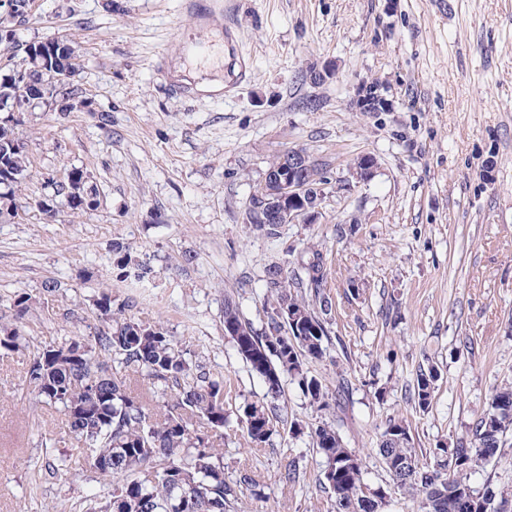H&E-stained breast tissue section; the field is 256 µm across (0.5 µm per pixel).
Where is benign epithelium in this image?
Returning <instances> with one entry per match:
<instances>
[{"instance_id":"benign-epithelium-1","label":"benign epithelium","mask_w":512,"mask_h":512,"mask_svg":"<svg viewBox=\"0 0 512 512\" xmlns=\"http://www.w3.org/2000/svg\"><path fill=\"white\" fill-rule=\"evenodd\" d=\"M31 12L30 0H0V26L18 22ZM14 93L8 102H0V112L15 118L22 117L29 107L40 102L53 106L52 86L40 81L10 74ZM356 107L360 112H385L389 104L381 93V86L371 83L357 88ZM304 154L288 151V162L274 172L265 174L264 180L252 195L254 202L247 204L246 219L250 222L272 221L276 224H314L321 215V187L308 183L303 162Z\"/></svg>"}]
</instances>
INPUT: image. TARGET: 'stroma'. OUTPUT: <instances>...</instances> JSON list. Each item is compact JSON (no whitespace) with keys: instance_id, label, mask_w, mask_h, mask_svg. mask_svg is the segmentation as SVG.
Listing matches in <instances>:
<instances>
[{"instance_id":"35a3bbf8","label":"stroma","mask_w":512,"mask_h":512,"mask_svg":"<svg viewBox=\"0 0 512 512\" xmlns=\"http://www.w3.org/2000/svg\"><path fill=\"white\" fill-rule=\"evenodd\" d=\"M228 25L246 79L224 65L233 93L175 96L183 42ZM53 36L70 38L91 110L38 108L19 129L32 176L0 223V323H12L16 295L32 307L19 346L0 350V512H86L109 487L78 458L57 471L72 453L66 418L25 380L38 351L94 333L105 283L113 311L162 326L223 379L224 475L246 470L264 486L235 512H336L311 436L322 421L360 457L368 490L385 493L383 512H424L377 451L388 422L408 426L426 462L470 443L492 394L512 384V0H230L210 19L187 16L182 0H35L18 37ZM325 65L332 76L312 82ZM372 80L391 111L353 108L356 85ZM293 148L323 165L321 216L269 236L246 205ZM367 155L377 165L362 181L353 169ZM74 166L96 185L97 209L45 220L31 202ZM317 254L325 282L302 295L329 297L332 311L325 354L305 366L338 400L320 411L285 383L281 419L256 447L241 417L266 388L224 334V301L262 328L271 270L298 277ZM429 368L439 379L423 411L412 386ZM292 462L300 479L283 483ZM473 484L512 498V430Z\"/></svg>"}]
</instances>
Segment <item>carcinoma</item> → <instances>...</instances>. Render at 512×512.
Here are the masks:
<instances>
[{
	"label": "carcinoma",
	"mask_w": 512,
	"mask_h": 512,
	"mask_svg": "<svg viewBox=\"0 0 512 512\" xmlns=\"http://www.w3.org/2000/svg\"><path fill=\"white\" fill-rule=\"evenodd\" d=\"M0 46L23 52L20 67L33 78L50 79L52 67L44 65L37 43L8 41L0 34ZM55 65L73 75L78 67L73 48H66ZM61 97L64 106L56 109L61 115L87 105L83 88L73 82L63 88ZM12 135L22 144L16 148L0 145V217L17 209V196L30 176L27 144L19 132L14 130ZM305 164L310 183L323 184L322 164L309 156ZM47 188L45 215L55 213L60 199L73 216L98 205L90 176L79 167L70 168L61 181H49ZM306 271L309 283L322 287V257L316 256ZM269 288L273 307L259 331L242 318L236 303H224V326L235 327L232 341L237 353L266 386L265 400L244 407L247 436L257 447L274 434L284 379L296 383L318 410L330 408L321 380L309 374L304 364L324 354V317L331 313V302L323 297L318 306L311 305L292 290L279 269L272 272ZM95 306L102 325L93 340L71 338L44 349L26 374L35 398L61 406L78 456L112 479L111 490L91 512H231L243 489L256 497L264 494V486L251 474L244 473L235 482L226 480L223 452L211 441L209 431L227 422L224 380L210 377L199 364L190 365L185 350L162 327L114 316L109 292H101ZM13 308L17 325L0 327V348L5 350L17 347L19 324L31 308L29 294L15 296ZM112 357L120 364L115 373L105 362ZM141 380L150 381L158 391L170 392L172 403L162 412L150 407L134 393V385ZM436 381L434 371H419L414 384L418 408L430 406ZM195 420L199 421L196 429ZM511 429L512 386H505L492 395L471 445L440 448L433 462L423 464L408 427L393 420L381 436L379 454L399 488L422 495L426 512H431V489L444 500L443 512H472L470 507L488 502L496 492L488 485L475 490L471 477L500 454L504 434ZM314 437L337 512H354L366 497L361 459L345 447L327 422L317 425Z\"/></svg>",
	"instance_id": "cac0c4a2"
}]
</instances>
